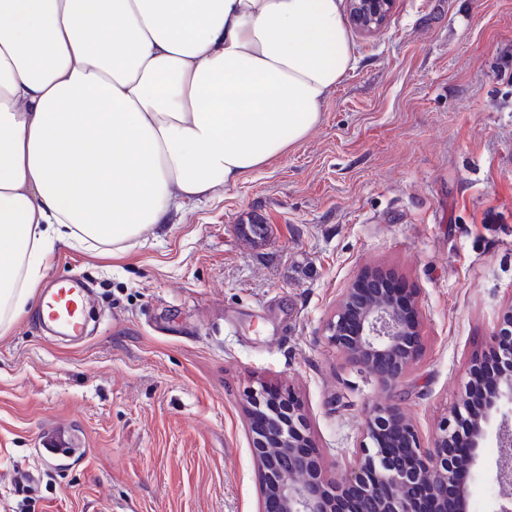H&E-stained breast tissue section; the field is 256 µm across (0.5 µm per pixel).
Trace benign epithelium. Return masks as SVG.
<instances>
[{"mask_svg":"<svg viewBox=\"0 0 512 512\" xmlns=\"http://www.w3.org/2000/svg\"><path fill=\"white\" fill-rule=\"evenodd\" d=\"M393 0H349L353 24L363 31L381 28ZM384 275L364 273L345 289L327 324L329 342L349 364L370 372L385 387L398 385L422 351L417 310L399 288H383ZM491 354L499 370L492 374L484 409L465 416L454 409L429 448L421 446L412 425L395 403L375 407L366 420L361 454L340 478L315 447L307 417L293 393L263 385L260 398L288 401V418L276 405L249 415L254 455L262 471V512H466L468 488L455 486L460 473L470 475L496 414L512 406V306L502 315ZM500 452L495 480L512 484V431L499 427Z\"/></svg>","mask_w":512,"mask_h":512,"instance_id":"1","label":"benign epithelium"}]
</instances>
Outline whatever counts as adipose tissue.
Here are the masks:
<instances>
[{"label":"adipose tissue","instance_id":"1","mask_svg":"<svg viewBox=\"0 0 512 512\" xmlns=\"http://www.w3.org/2000/svg\"><path fill=\"white\" fill-rule=\"evenodd\" d=\"M341 0H0V335L55 246L126 252L320 124Z\"/></svg>","mask_w":512,"mask_h":512}]
</instances>
